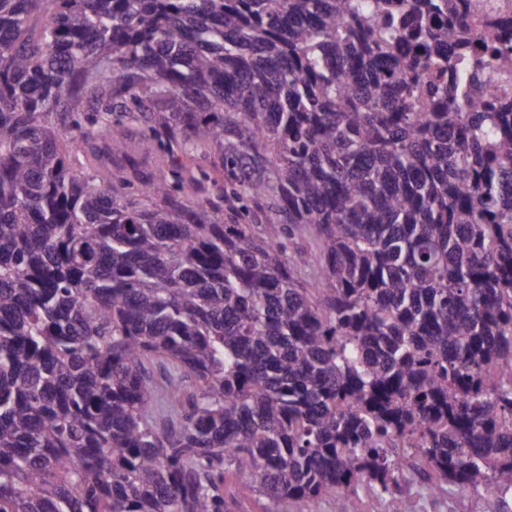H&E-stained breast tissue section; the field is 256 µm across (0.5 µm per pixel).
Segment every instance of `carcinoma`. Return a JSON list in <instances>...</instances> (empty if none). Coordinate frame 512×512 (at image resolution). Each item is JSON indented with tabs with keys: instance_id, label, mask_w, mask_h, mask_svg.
<instances>
[{
	"instance_id": "carcinoma-1",
	"label": "carcinoma",
	"mask_w": 512,
	"mask_h": 512,
	"mask_svg": "<svg viewBox=\"0 0 512 512\" xmlns=\"http://www.w3.org/2000/svg\"><path fill=\"white\" fill-rule=\"evenodd\" d=\"M467 3L0 0V512L405 468L512 512V39Z\"/></svg>"
}]
</instances>
